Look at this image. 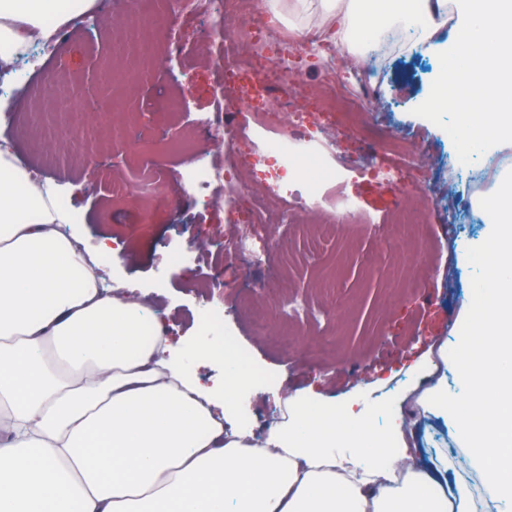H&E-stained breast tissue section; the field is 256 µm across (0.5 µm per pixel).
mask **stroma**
<instances>
[{
	"mask_svg": "<svg viewBox=\"0 0 512 512\" xmlns=\"http://www.w3.org/2000/svg\"><path fill=\"white\" fill-rule=\"evenodd\" d=\"M127 5L128 0H97L84 28L63 31L56 45L30 57L23 67L28 83L11 71L0 72V114L15 118L0 123V135L30 171L56 187L79 220L86 252L96 250L100 236L115 237L120 258L102 270L104 287L141 288L173 336L207 348L234 343L258 370V379L234 395L225 433L247 422L269 436L287 425L298 398L369 417L377 432L386 431L395 407L413 409L411 402H399V394L412 384L432 382L426 375L412 376L415 362L443 341L452 349L464 346L463 303L484 276L471 256L490 230L480 202L512 172V140L465 152L451 135L455 112H421L441 73L438 52L412 51L402 44L386 53L370 99L369 123L359 129L323 111L314 56L288 55L275 46L258 67L287 65L310 73L304 110L347 159L341 166L321 157L324 176L301 188L331 200L336 184H344L359 221L330 226L298 215L288 224L271 210L263 223H252L247 193L226 195L216 206L207 192L182 189L191 156H214L207 128L222 91L240 89L210 65L209 55L219 47L210 44V29L201 17L170 23L164 12L156 13L153 35L162 61L130 79L122 111L88 107L75 90L69 93L75 107L67 114L57 112V94L32 99L42 70L59 72L73 83L84 79L113 41L111 13ZM170 97L178 100V111H158L160 101ZM33 100L50 121L77 130L93 127L98 143L63 140L53 163L43 164L36 134L21 137L14 129L26 121ZM383 134L411 138L434 172L428 203L435 221L424 228L431 248L420 259L389 240L388 218L410 184L368 183L358 173L371 160L366 142ZM150 173L168 186L164 203L147 209L115 193V186L138 185ZM245 232L273 244L262 267L244 266L237 242ZM170 258L175 267L167 266ZM280 283L319 315L315 321L282 324L295 340L289 351L270 345L254 325V313L261 309L281 324L272 293ZM424 425L431 450L448 457L449 482L473 483L476 474L450 427L435 417Z\"/></svg>",
	"mask_w": 512,
	"mask_h": 512,
	"instance_id": "obj_1",
	"label": "stroma"
}]
</instances>
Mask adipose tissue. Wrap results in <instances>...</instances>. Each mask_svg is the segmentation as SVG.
<instances>
[{"instance_id": "adipose-tissue-1", "label": "adipose tissue", "mask_w": 512, "mask_h": 512, "mask_svg": "<svg viewBox=\"0 0 512 512\" xmlns=\"http://www.w3.org/2000/svg\"><path fill=\"white\" fill-rule=\"evenodd\" d=\"M95 4L0 0V68ZM295 11L343 13L341 43L404 20L424 44L454 12L422 109L456 112L471 147L512 137V0H296ZM489 213L460 371L469 395L449 399L438 383L415 403L451 420L491 499L512 504V179ZM74 221L0 138V512H478L466 484L449 498L445 467H424L410 444L419 420L402 412L385 434L348 416L346 463L332 417L310 405L261 445L225 433L234 375L199 387L203 349L173 358L146 302L106 293L98 262L59 230Z\"/></svg>"}]
</instances>
